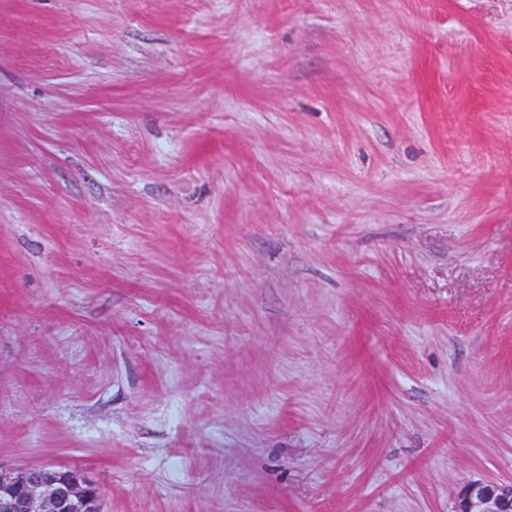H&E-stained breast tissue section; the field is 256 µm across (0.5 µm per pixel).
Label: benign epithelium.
<instances>
[{"instance_id": "7a95c632", "label": "benign epithelium", "mask_w": 512, "mask_h": 512, "mask_svg": "<svg viewBox=\"0 0 512 512\" xmlns=\"http://www.w3.org/2000/svg\"><path fill=\"white\" fill-rule=\"evenodd\" d=\"M0 512H103L98 485L71 467L0 468ZM453 512H512V482L471 479L455 497Z\"/></svg>"}]
</instances>
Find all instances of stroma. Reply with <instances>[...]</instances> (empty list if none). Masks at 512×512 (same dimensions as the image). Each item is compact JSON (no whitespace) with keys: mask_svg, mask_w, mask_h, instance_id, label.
I'll return each mask as SVG.
<instances>
[{"mask_svg":"<svg viewBox=\"0 0 512 512\" xmlns=\"http://www.w3.org/2000/svg\"><path fill=\"white\" fill-rule=\"evenodd\" d=\"M104 512H452L512 481V0H0V466Z\"/></svg>","mask_w":512,"mask_h":512,"instance_id":"obj_1","label":"stroma"}]
</instances>
